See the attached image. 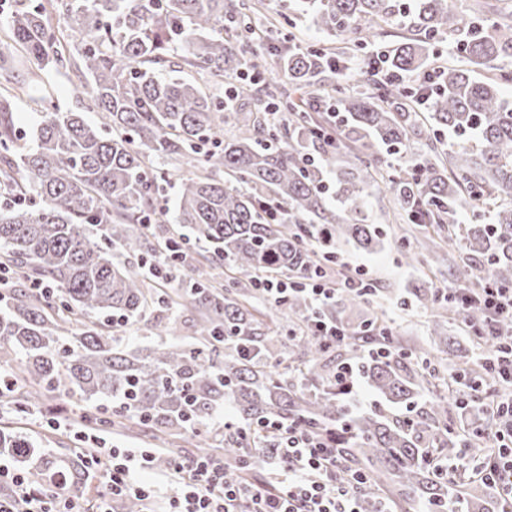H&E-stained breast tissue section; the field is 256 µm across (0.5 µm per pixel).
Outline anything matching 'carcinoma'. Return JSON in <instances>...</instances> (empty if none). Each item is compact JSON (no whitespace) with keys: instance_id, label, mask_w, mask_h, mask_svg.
Returning <instances> with one entry per match:
<instances>
[{"instance_id":"carcinoma-1","label":"carcinoma","mask_w":512,"mask_h":512,"mask_svg":"<svg viewBox=\"0 0 512 512\" xmlns=\"http://www.w3.org/2000/svg\"><path fill=\"white\" fill-rule=\"evenodd\" d=\"M79 40L72 45L46 7H17L14 41L29 59L56 70L80 71L104 114L108 132L80 112H61L46 95L35 100L40 120L22 148L0 94V273L20 288L0 311V365L10 369L0 394L27 415L61 388L83 402L109 408L87 418L100 429L130 427L144 435H179L199 448L205 420L231 404L246 425L224 432L220 446L227 479H251L279 448L270 424L300 423L336 432L347 470L362 473L371 492L386 489L401 512H494L495 487L478 474L442 468L462 456L493 450L477 373L457 366L444 322L458 308L434 288L411 292L431 313V335L443 341L444 377L434 356L412 349L384 313L372 310L349 326L344 349L359 352L357 332L374 325L391 331L389 357L365 356L358 370L383 405L349 413L336 385L332 350L305 329L308 298L293 292L261 313L256 281L267 275L302 278L335 262L333 240L366 251L383 234L366 215L370 190H386L407 227L397 245L408 258L449 263L468 288L512 286V106L495 78L455 65L437 71L425 120L414 90L399 76L427 67L433 47L447 39L471 63L494 68L512 58V8L484 4L460 9L452 0H278L258 29L252 0H51ZM304 18L343 47L301 46L288 38L268 70L255 41L269 39L288 16ZM412 37L384 49L382 26ZM369 49L367 66L385 60L389 77L367 85L343 78L349 59ZM173 64L204 75L213 87L232 75L229 104L197 82L166 77ZM336 75L321 96L344 113L331 143L316 100L317 83ZM264 100L288 113L273 122L247 109ZM404 166L378 181L381 154ZM182 160L176 223L189 226L207 268L172 292L150 286L123 255L165 250L180 263V238L160 226L155 206L165 172L150 157ZM155 221L158 226L150 225ZM143 225L133 231L132 225ZM430 226L421 235L412 225ZM480 265H474V260ZM231 272L224 287H208L209 270ZM192 308L194 341H174L142 356L114 335L112 317L137 318L148 309ZM18 366H12L13 362ZM90 450L47 455L25 435L0 428V456L15 459L32 487L47 493L58 479L81 491Z\"/></svg>"}]
</instances>
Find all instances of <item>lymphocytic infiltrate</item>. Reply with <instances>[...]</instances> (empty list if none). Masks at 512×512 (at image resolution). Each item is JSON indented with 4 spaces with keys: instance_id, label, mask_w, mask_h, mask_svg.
Listing matches in <instances>:
<instances>
[{
    "instance_id": "lymphocytic-infiltrate-1",
    "label": "lymphocytic infiltrate",
    "mask_w": 512,
    "mask_h": 512,
    "mask_svg": "<svg viewBox=\"0 0 512 512\" xmlns=\"http://www.w3.org/2000/svg\"><path fill=\"white\" fill-rule=\"evenodd\" d=\"M300 283L317 311L308 322L310 333L328 345L343 344L349 336L347 327L336 319L320 316L319 311L335 301L339 291L365 288V280L346 272L337 277L335 287L329 288L317 270L301 278ZM447 292L458 304L460 314H467L474 306L483 310V324L470 327L469 334L491 351L492 384H512V341L501 342L498 330L501 323H512V287L489 285L474 294L451 285ZM495 414L499 420L498 447L491 458L480 460L478 467L502 496L512 500V400L500 403ZM280 434L282 446L272 460L279 477L270 483L228 482L224 461L215 456L197 457L187 466L173 461L163 477L164 484L174 491L171 512H363V497L355 491L363 479L344 470L336 453L335 435H313L295 424L281 428ZM153 468V453L126 449L112 452L98 473L109 500L126 496L146 500L150 493L137 476ZM0 479L12 486L10 494H0V512H50L46 496L31 488L23 472L4 465L0 467Z\"/></svg>"
}]
</instances>
